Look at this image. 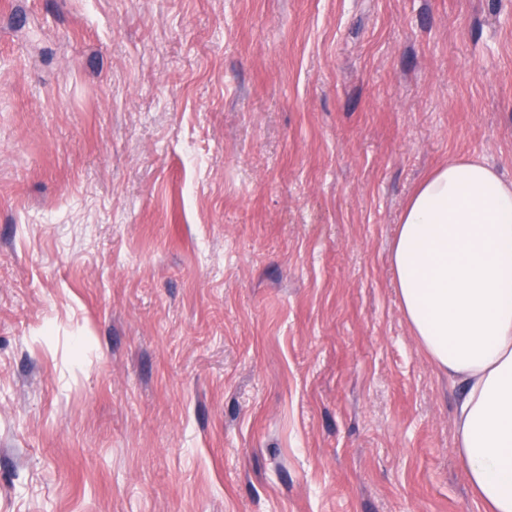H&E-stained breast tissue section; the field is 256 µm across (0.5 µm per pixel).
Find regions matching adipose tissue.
I'll return each instance as SVG.
<instances>
[{
	"label": "adipose tissue",
	"mask_w": 512,
	"mask_h": 512,
	"mask_svg": "<svg viewBox=\"0 0 512 512\" xmlns=\"http://www.w3.org/2000/svg\"><path fill=\"white\" fill-rule=\"evenodd\" d=\"M399 309L462 391L454 451L481 512H512V181L449 160L409 197L389 254Z\"/></svg>",
	"instance_id": "adipose-tissue-1"
}]
</instances>
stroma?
<instances>
[{
    "label": "stroma",
    "mask_w": 512,
    "mask_h": 512,
    "mask_svg": "<svg viewBox=\"0 0 512 512\" xmlns=\"http://www.w3.org/2000/svg\"><path fill=\"white\" fill-rule=\"evenodd\" d=\"M512 179V0H0V512H479L390 243Z\"/></svg>",
    "instance_id": "1"
}]
</instances>
